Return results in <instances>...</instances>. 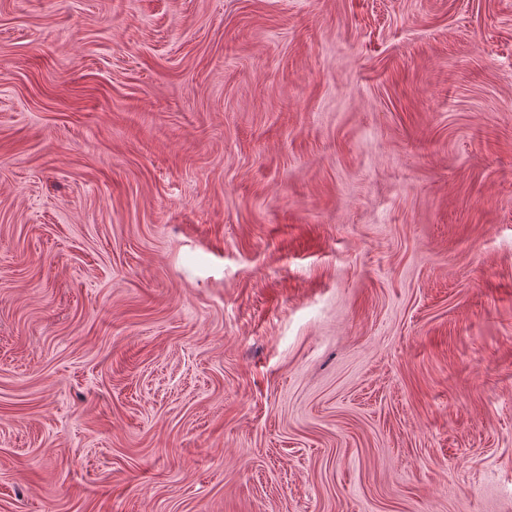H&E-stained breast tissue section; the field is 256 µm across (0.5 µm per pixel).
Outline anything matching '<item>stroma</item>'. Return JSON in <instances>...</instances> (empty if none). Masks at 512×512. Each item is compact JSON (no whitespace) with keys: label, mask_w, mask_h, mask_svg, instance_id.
I'll return each mask as SVG.
<instances>
[{"label":"stroma","mask_w":512,"mask_h":512,"mask_svg":"<svg viewBox=\"0 0 512 512\" xmlns=\"http://www.w3.org/2000/svg\"><path fill=\"white\" fill-rule=\"evenodd\" d=\"M0 512H512V0H0Z\"/></svg>","instance_id":"35a3bbf8"}]
</instances>
